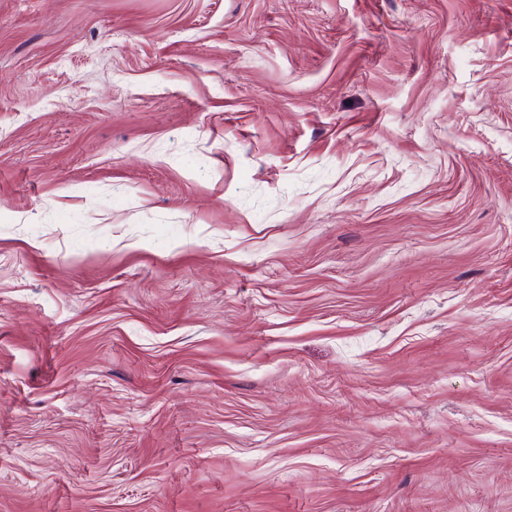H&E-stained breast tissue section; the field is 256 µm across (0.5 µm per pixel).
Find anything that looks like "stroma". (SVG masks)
<instances>
[{
	"label": "stroma",
	"mask_w": 512,
	"mask_h": 512,
	"mask_svg": "<svg viewBox=\"0 0 512 512\" xmlns=\"http://www.w3.org/2000/svg\"><path fill=\"white\" fill-rule=\"evenodd\" d=\"M0 512H512V0H0Z\"/></svg>",
	"instance_id": "stroma-1"
}]
</instances>
